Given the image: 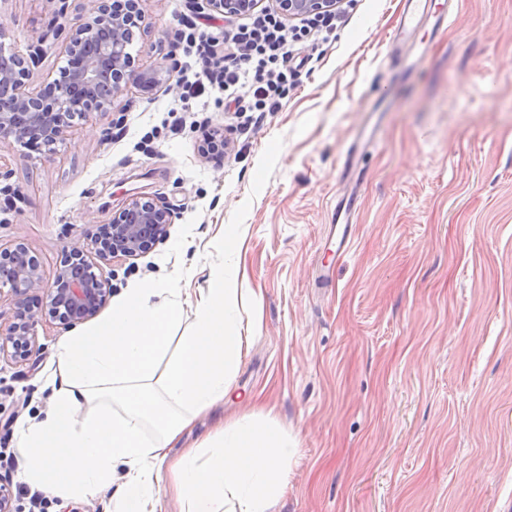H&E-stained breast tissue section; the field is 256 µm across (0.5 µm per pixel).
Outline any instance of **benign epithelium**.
Returning a JSON list of instances; mask_svg holds the SVG:
<instances>
[{
  "label": "benign epithelium",
  "mask_w": 512,
  "mask_h": 512,
  "mask_svg": "<svg viewBox=\"0 0 512 512\" xmlns=\"http://www.w3.org/2000/svg\"><path fill=\"white\" fill-rule=\"evenodd\" d=\"M143 0H95L94 8L73 19L69 30H52L65 66L59 77L30 89L31 67L39 48L26 51L0 43V143L17 144L51 156L73 128V120L106 112L130 89L148 94L163 73L180 69L175 53L152 67L136 63L127 34L143 18ZM264 0H196L201 11L226 18L251 14ZM284 20L301 19L336 9L342 0H270ZM232 142L221 129L212 130L202 150L225 153ZM173 210L148 193L129 195L112 210L107 233L90 240L85 249L66 252L52 280L24 242H0V294L13 302L12 320L0 327V357L23 363L38 343L37 325L58 323L69 328L97 317L111 292L112 264L152 251L169 236Z\"/></svg>",
  "instance_id": "obj_1"
}]
</instances>
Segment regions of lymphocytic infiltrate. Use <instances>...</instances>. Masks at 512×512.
<instances>
[{"label":"lymphocytic infiltrate","mask_w":512,"mask_h":512,"mask_svg":"<svg viewBox=\"0 0 512 512\" xmlns=\"http://www.w3.org/2000/svg\"><path fill=\"white\" fill-rule=\"evenodd\" d=\"M335 18L331 12L288 26L260 9L242 21L229 19L223 42L207 41L194 63L195 81L190 85L193 95L215 86L223 91L228 104L241 105L250 96L256 106L277 107L279 92L288 83L283 67L295 58L296 42L310 30L319 35L330 33ZM216 53L221 62L210 65L208 58Z\"/></svg>","instance_id":"lymphocytic-infiltrate-1"}]
</instances>
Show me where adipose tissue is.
Wrapping results in <instances>:
<instances>
[{
  "label": "adipose tissue",
  "instance_id": "obj_1",
  "mask_svg": "<svg viewBox=\"0 0 512 512\" xmlns=\"http://www.w3.org/2000/svg\"><path fill=\"white\" fill-rule=\"evenodd\" d=\"M165 284L127 289L110 313L69 336L58 358L60 389L45 418L23 431L26 483L63 494L98 490L121 475L123 512H158L153 466L168 460L196 413L230 392L249 339L223 268L191 305L189 332L172 337L182 301L156 303ZM99 410L82 415L91 398ZM153 427L157 438L145 435ZM295 453L273 421L244 416L225 424L207 459L189 450L172 463L184 512H272Z\"/></svg>",
  "mask_w": 512,
  "mask_h": 512
}]
</instances>
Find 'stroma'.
Segmentation results:
<instances>
[{
	"label": "stroma",
	"mask_w": 512,
	"mask_h": 512,
	"mask_svg": "<svg viewBox=\"0 0 512 512\" xmlns=\"http://www.w3.org/2000/svg\"><path fill=\"white\" fill-rule=\"evenodd\" d=\"M444 3L446 29L401 49L400 0H346L326 39L299 43L307 63L273 112L233 114L219 90L187 100L162 83L94 113L53 159L0 145L17 192L0 241L27 243L45 277L134 191L175 221L114 264L113 296L229 273L254 328L242 398L198 414L169 455L271 416L296 448L275 512H512V0ZM143 8L131 51L144 64L195 60L190 23L224 27L193 0ZM48 21L41 0H0V42L42 44L35 89L63 64ZM224 128L230 152L202 155L203 133ZM344 203L351 241L335 258ZM37 330L32 365L0 359V476L21 512H117L113 486L65 497L21 477L20 430L53 403L69 335Z\"/></svg>",
	"instance_id": "1"
}]
</instances>
